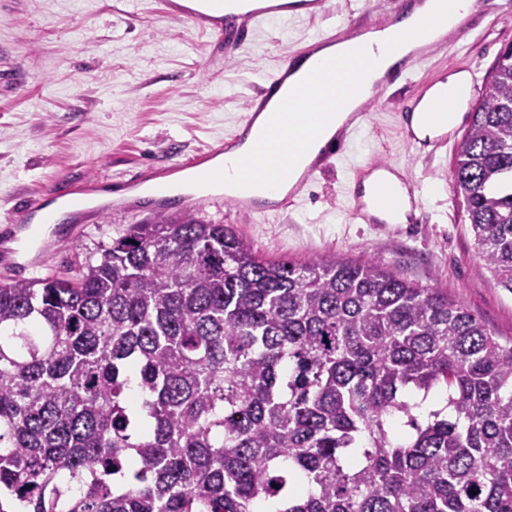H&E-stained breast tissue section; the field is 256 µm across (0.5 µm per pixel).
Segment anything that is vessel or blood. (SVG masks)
<instances>
[{
  "label": "vessel or blood",
  "instance_id": "vessel-or-blood-1",
  "mask_svg": "<svg viewBox=\"0 0 512 512\" xmlns=\"http://www.w3.org/2000/svg\"><path fill=\"white\" fill-rule=\"evenodd\" d=\"M422 0H389L382 22L354 32L343 30L331 35H321L285 59L264 80L260 91L248 98L246 115L234 132L221 141L218 153L224 156L225 168L243 157V145L249 138L255 120L265 112L275 111L295 84L294 74L301 68H313L319 63L317 53L327 44H343L363 36L368 54H376L384 42L394 36L396 22L401 17L413 13ZM167 14L186 18L192 26L208 33L211 38L212 55L218 59L232 60L253 41L259 28L268 21L283 16H304L314 19L324 15L329 9L328 0H190L189 4H179L178 0H163ZM471 32L469 25L450 28L444 37L425 43L405 55L398 66L388 70L383 79L377 82L371 97L357 103L348 114L342 129L346 134H355L366 127L370 108L375 98L381 97L394 84L409 79L416 65L427 59L431 53L447 49L449 41L466 39ZM447 78H439L426 84L411 100L400 118V129L407 143L414 149L441 150L454 141L456 129L448 125V116L436 104V97L448 89ZM375 176L367 191L361 192L350 208V216L363 224L378 223L380 216L404 217L406 223H418L419 188L409 177H402L399 184L389 180L395 168L391 163L376 161L368 166ZM300 184L283 188L275 204H268L253 196L249 189L210 196V203L234 204L248 216H267L273 211H282L293 206L300 192ZM59 186L45 187L30 196L26 204L11 212L8 221L14 226L15 234L28 231L30 221L42 211L46 198L59 196ZM190 195L176 197L133 196L120 202L125 211H138L144 208L169 210L195 205Z\"/></svg>",
  "mask_w": 512,
  "mask_h": 512
}]
</instances>
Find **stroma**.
<instances>
[{"instance_id":"35a3bbf8","label":"stroma","mask_w":512,"mask_h":512,"mask_svg":"<svg viewBox=\"0 0 512 512\" xmlns=\"http://www.w3.org/2000/svg\"><path fill=\"white\" fill-rule=\"evenodd\" d=\"M474 29L418 66L370 111L347 152L308 178L296 205L250 218L233 205L198 206L201 219L232 225L269 259L358 261L372 258L405 280L446 291L497 336L512 339V292L495 284L478 257L455 188L456 147L416 152L399 117L422 83L473 73L485 83L512 19L497 16L498 0H482ZM380 0H330L327 15L264 26L234 60L214 61L210 38L166 14L159 0H0V239L14 206L52 182L82 188L92 219L58 215L76 225L44 263L24 278L62 274L97 259L113 237L152 219L149 210L114 209L142 193V172L187 161L229 135L247 99L287 54L314 34L378 19ZM374 161L400 166L436 190L422 202L418 224H359L348 211L357 171Z\"/></svg>"}]
</instances>
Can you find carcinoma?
Segmentation results:
<instances>
[{
	"label": "carcinoma",
	"instance_id": "carcinoma-1",
	"mask_svg": "<svg viewBox=\"0 0 512 512\" xmlns=\"http://www.w3.org/2000/svg\"><path fill=\"white\" fill-rule=\"evenodd\" d=\"M454 183L512 292V44ZM441 389L454 418L406 396ZM512 512V341L375 259L162 213L0 284V512Z\"/></svg>",
	"mask_w": 512,
	"mask_h": 512
}]
</instances>
